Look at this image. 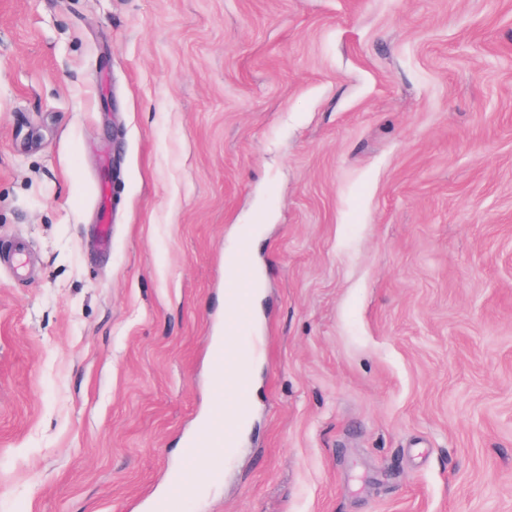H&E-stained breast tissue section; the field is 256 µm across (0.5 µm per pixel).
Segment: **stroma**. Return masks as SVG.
Listing matches in <instances>:
<instances>
[{
  "instance_id": "35a3bbf8",
  "label": "stroma",
  "mask_w": 512,
  "mask_h": 512,
  "mask_svg": "<svg viewBox=\"0 0 512 512\" xmlns=\"http://www.w3.org/2000/svg\"><path fill=\"white\" fill-rule=\"evenodd\" d=\"M243 225L251 419L177 512H512V0H0V512L166 491Z\"/></svg>"
}]
</instances>
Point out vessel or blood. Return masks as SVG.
Returning <instances> with one entry per match:
<instances>
[{"label": "vessel or blood", "mask_w": 512, "mask_h": 512, "mask_svg": "<svg viewBox=\"0 0 512 512\" xmlns=\"http://www.w3.org/2000/svg\"><path fill=\"white\" fill-rule=\"evenodd\" d=\"M229 274L225 293L229 325L224 343L211 358L213 402L209 419L196 428L186 443L187 456L203 455L209 463L191 473H172L168 478L169 491L152 500L150 512H176V490L190 483L200 486L218 480L225 462L235 455L242 428L250 418L244 394L255 351V342L249 335L253 310L250 296L242 291L241 285L253 277L254 270L246 251L236 254Z\"/></svg>", "instance_id": "vessel-or-blood-1"}]
</instances>
